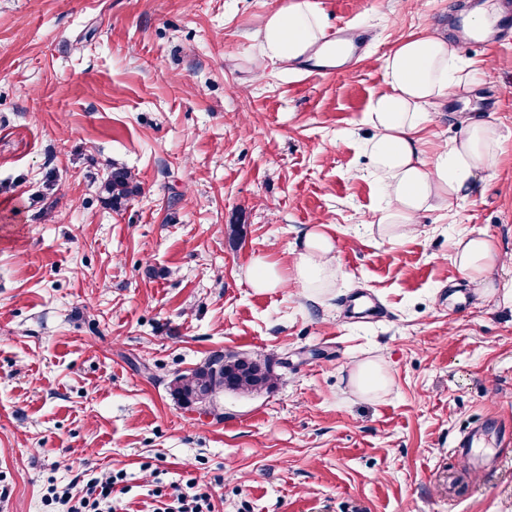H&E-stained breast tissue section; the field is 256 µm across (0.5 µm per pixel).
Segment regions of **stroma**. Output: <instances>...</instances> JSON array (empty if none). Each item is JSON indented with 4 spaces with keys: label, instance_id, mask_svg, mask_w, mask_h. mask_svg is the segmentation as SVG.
<instances>
[{
    "label": "stroma",
    "instance_id": "1",
    "mask_svg": "<svg viewBox=\"0 0 512 512\" xmlns=\"http://www.w3.org/2000/svg\"><path fill=\"white\" fill-rule=\"evenodd\" d=\"M288 0H0V512H54L82 471L122 472L114 496L215 482V512H512V441L455 454L493 419L512 428V305L452 259L482 232L512 254V141L468 199L390 239L362 117L384 59L435 31L482 82L428 106L422 137L459 117L512 129V43L463 39L482 0H315L344 66L257 71L259 20ZM128 168L121 208L100 185ZM328 225L322 298L258 292L253 257L286 264ZM270 362L276 385L224 393L214 413L170 391L209 356ZM379 364L362 394L356 362ZM141 191L139 182L135 176L124 167H113L110 175L102 186L103 198L118 208L125 202L136 197ZM355 383L363 393H374L387 385V379L380 366L359 363L355 373Z\"/></svg>",
    "mask_w": 512,
    "mask_h": 512
}]
</instances>
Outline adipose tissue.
<instances>
[{"mask_svg": "<svg viewBox=\"0 0 512 512\" xmlns=\"http://www.w3.org/2000/svg\"><path fill=\"white\" fill-rule=\"evenodd\" d=\"M261 35L265 59L292 62L320 48L324 18L314 0H289L264 19ZM384 69L388 89L370 100L362 118L371 129L364 151L384 201L374 222L403 239L414 233L421 213L470 197L479 181L496 171L512 134L492 119L467 118L450 141L428 147L420 135L427 106L481 82L480 71L465 64L459 47L442 36L427 33L401 42L386 56ZM452 247L460 272L493 293L496 270L505 263L494 242L483 234L468 235ZM291 256L286 269L256 256L248 272L251 288L263 292L292 282L310 295H322L336 277V242L325 225L305 229Z\"/></svg>", "mask_w": 512, "mask_h": 512, "instance_id": "ef3b65f1", "label": "adipose tissue"}]
</instances>
